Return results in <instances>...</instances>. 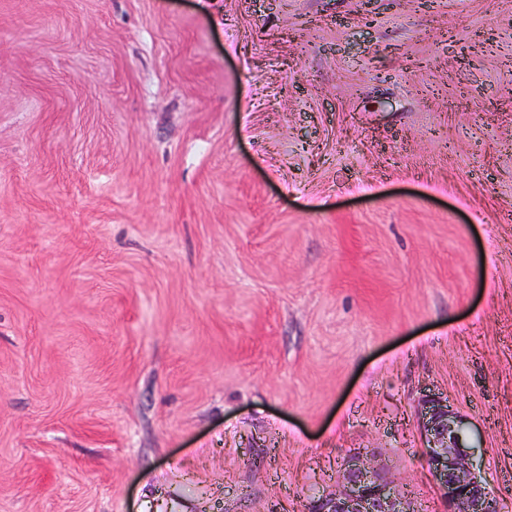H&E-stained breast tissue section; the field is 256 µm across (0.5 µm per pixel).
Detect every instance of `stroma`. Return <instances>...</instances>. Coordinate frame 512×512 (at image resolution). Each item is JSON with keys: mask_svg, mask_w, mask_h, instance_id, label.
<instances>
[{"mask_svg": "<svg viewBox=\"0 0 512 512\" xmlns=\"http://www.w3.org/2000/svg\"><path fill=\"white\" fill-rule=\"evenodd\" d=\"M426 390L512 512V0H0V512H446ZM335 492L313 498L311 512H421L408 494L396 490L394 477L372 466L361 451L350 452L339 466Z\"/></svg>", "mask_w": 512, "mask_h": 512, "instance_id": "1", "label": "stroma"}]
</instances>
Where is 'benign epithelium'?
<instances>
[{"label": "benign epithelium", "mask_w": 512, "mask_h": 512, "mask_svg": "<svg viewBox=\"0 0 512 512\" xmlns=\"http://www.w3.org/2000/svg\"><path fill=\"white\" fill-rule=\"evenodd\" d=\"M421 435L424 461L443 492L448 512H501L480 474L476 454L479 445L448 400L431 392L422 394ZM309 512H421L414 500L396 490L394 477L372 466L354 451L339 466L336 491L310 501Z\"/></svg>", "instance_id": "7a95c632"}]
</instances>
